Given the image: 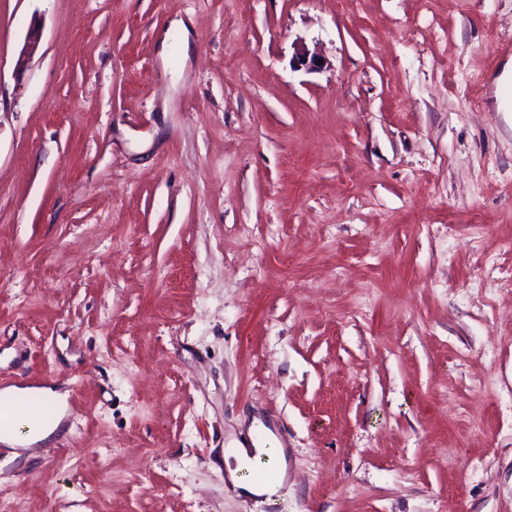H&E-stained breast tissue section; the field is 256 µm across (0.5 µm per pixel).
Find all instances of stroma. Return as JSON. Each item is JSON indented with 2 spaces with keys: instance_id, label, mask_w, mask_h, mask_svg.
I'll return each mask as SVG.
<instances>
[{
  "instance_id": "35a3bbf8",
  "label": "stroma",
  "mask_w": 512,
  "mask_h": 512,
  "mask_svg": "<svg viewBox=\"0 0 512 512\" xmlns=\"http://www.w3.org/2000/svg\"><path fill=\"white\" fill-rule=\"evenodd\" d=\"M511 57L512 0H0V389L69 392L0 505L512 512ZM263 440V436L259 437ZM265 442V452L252 458L250 464V473L252 477L261 483H274L278 480L279 462H278V448H280V465H281V480L279 485L283 482L286 473V452L283 447V441L278 437L276 440H263ZM281 446V447H280ZM248 452L245 448H233L232 452L226 454V462L228 464V457L233 456L236 461V467L234 469L229 468L228 471L234 484L247 495L261 496L265 493H269V489L262 488L261 486L254 483L250 476L239 475L243 471H247L243 463L247 459Z\"/></svg>"
}]
</instances>
